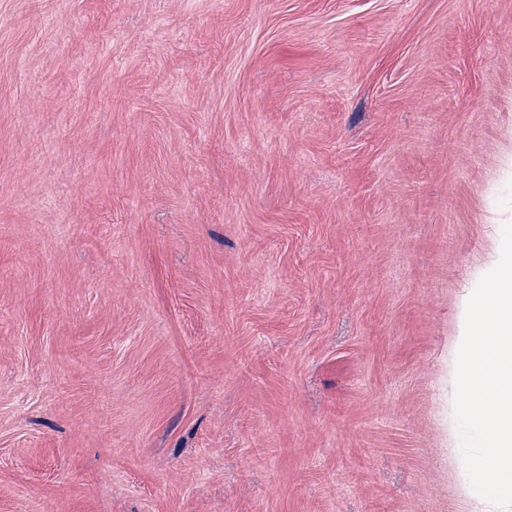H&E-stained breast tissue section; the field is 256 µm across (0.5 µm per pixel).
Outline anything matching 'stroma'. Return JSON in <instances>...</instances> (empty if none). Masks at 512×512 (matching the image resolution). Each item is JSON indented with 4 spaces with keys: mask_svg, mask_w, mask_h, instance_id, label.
<instances>
[{
    "mask_svg": "<svg viewBox=\"0 0 512 512\" xmlns=\"http://www.w3.org/2000/svg\"><path fill=\"white\" fill-rule=\"evenodd\" d=\"M511 151L512 0H0V512H497Z\"/></svg>",
    "mask_w": 512,
    "mask_h": 512,
    "instance_id": "obj_1",
    "label": "stroma"
}]
</instances>
